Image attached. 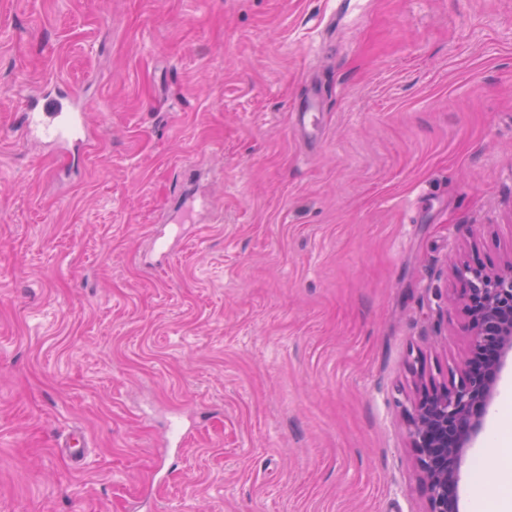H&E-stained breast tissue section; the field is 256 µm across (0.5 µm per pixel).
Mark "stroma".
I'll list each match as a JSON object with an SVG mask.
<instances>
[{"instance_id": "stroma-1", "label": "stroma", "mask_w": 512, "mask_h": 512, "mask_svg": "<svg viewBox=\"0 0 512 512\" xmlns=\"http://www.w3.org/2000/svg\"><path fill=\"white\" fill-rule=\"evenodd\" d=\"M511 261L512 0H0V512H424L415 373ZM22 123L29 132H36L50 142L57 143L69 136L66 129L82 127V113L70 109L69 94L60 85H54L41 97L27 104Z\"/></svg>"}]
</instances>
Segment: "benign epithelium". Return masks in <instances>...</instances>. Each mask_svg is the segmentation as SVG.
<instances>
[{
  "label": "benign epithelium",
  "mask_w": 512,
  "mask_h": 512,
  "mask_svg": "<svg viewBox=\"0 0 512 512\" xmlns=\"http://www.w3.org/2000/svg\"><path fill=\"white\" fill-rule=\"evenodd\" d=\"M456 273L469 285L471 348L491 351L493 358L486 364L463 362L448 385L421 384L405 409L425 512H460L461 464L484 428L496 380L512 353V261L496 272L464 265Z\"/></svg>",
  "instance_id": "obj_1"
}]
</instances>
